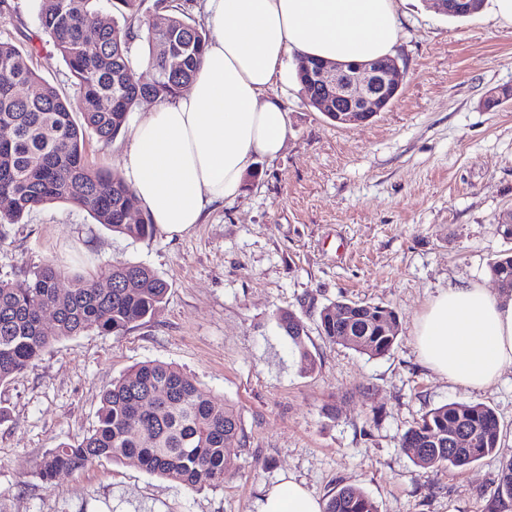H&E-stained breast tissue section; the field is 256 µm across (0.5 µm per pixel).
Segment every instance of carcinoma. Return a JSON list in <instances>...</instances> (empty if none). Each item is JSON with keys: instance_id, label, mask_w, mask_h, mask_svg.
<instances>
[{"instance_id": "carcinoma-1", "label": "carcinoma", "mask_w": 512, "mask_h": 512, "mask_svg": "<svg viewBox=\"0 0 512 512\" xmlns=\"http://www.w3.org/2000/svg\"><path fill=\"white\" fill-rule=\"evenodd\" d=\"M101 0H37L39 29L66 61L81 101L82 121L66 99L32 67L33 37L20 41L0 34V225L20 224L26 215L55 202L87 212L115 233L145 240L156 234L149 213L138 208L131 185L117 172L94 167L86 137L109 144L144 99L169 102L199 74L209 37L205 29L171 0H109L122 21L104 22ZM179 61L177 68L168 61ZM153 72L140 82L137 68ZM318 61L295 59L302 82ZM501 287H512V252L489 263ZM62 270L46 261L21 278L0 277V383L26 371L51 345L86 331L124 335L155 315L168 285L143 264L118 263L104 276L76 272L60 287ZM54 323L46 326V312ZM279 327L298 348L300 370L315 371L316 357L303 342V323L291 312L277 316ZM320 334L337 343L350 330L349 347L370 358L393 349L399 319L389 306L337 300L319 315ZM463 428L467 446L448 444ZM245 444L241 414L223 397L200 385L177 366L146 362L112 382L101 395L97 424L76 444L47 451L38 478L53 484L62 473L106 459L135 465L191 490L224 486L235 470L226 453ZM402 451L421 467L466 468L486 457L499 459L497 487L488 512H512V455L499 448L495 411L483 404L450 403L427 411L401 439ZM324 512H378L363 491L343 487Z\"/></svg>"}]
</instances>
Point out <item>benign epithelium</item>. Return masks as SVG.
<instances>
[{"instance_id": "1", "label": "benign epithelium", "mask_w": 512, "mask_h": 512, "mask_svg": "<svg viewBox=\"0 0 512 512\" xmlns=\"http://www.w3.org/2000/svg\"><path fill=\"white\" fill-rule=\"evenodd\" d=\"M431 7L440 14L466 12L462 0H429ZM403 70L392 57L380 64H356L347 69L341 63L321 65L311 81L321 87V92L311 104L322 112H333V121L339 125H360L382 111L399 91Z\"/></svg>"}]
</instances>
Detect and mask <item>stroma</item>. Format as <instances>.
Listing matches in <instances>:
<instances>
[{
    "instance_id": "35a3bbf8",
    "label": "stroma",
    "mask_w": 512,
    "mask_h": 512,
    "mask_svg": "<svg viewBox=\"0 0 512 512\" xmlns=\"http://www.w3.org/2000/svg\"><path fill=\"white\" fill-rule=\"evenodd\" d=\"M398 19L406 77L390 107L337 125L308 105L286 56L269 90L286 112L282 152L257 158L241 193L191 230L134 240L63 203L0 226L1 277L47 260L99 274L131 262L169 285L147 322L60 341L0 384V512H259L267 491L290 480L323 502L359 488L378 512H485L497 458L424 469L400 441L431 409L483 403L512 453V368L489 387L464 388L425 364L415 336L441 289L476 282L497 292L488 264L512 249L498 230L512 210V100L485 105L512 88V26L484 9L452 19L428 0H401ZM37 48L33 67L79 113L66 62L48 39ZM155 106L141 102L109 144L89 136L91 161L125 172ZM341 298L393 308L390 354L371 358L321 336L320 311ZM282 311L304 322L314 373H301L277 325ZM146 361L179 366L240 412L248 441L227 450L235 474L193 492L104 459L43 483V454L90 432L102 390Z\"/></svg>"
}]
</instances>
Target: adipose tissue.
Returning <instances> with one entry per match:
<instances>
[{"label": "adipose tissue", "instance_id": "obj_1", "mask_svg": "<svg viewBox=\"0 0 512 512\" xmlns=\"http://www.w3.org/2000/svg\"><path fill=\"white\" fill-rule=\"evenodd\" d=\"M212 37L188 91L159 105L135 132L127 174L140 206L168 234L235 198L256 156L277 157L288 136L268 90L291 52L340 63L393 55L397 0H207ZM431 368L482 389L512 367V298L478 284L439 291L416 325ZM261 512H322L299 483L273 487Z\"/></svg>", "mask_w": 512, "mask_h": 512}]
</instances>
